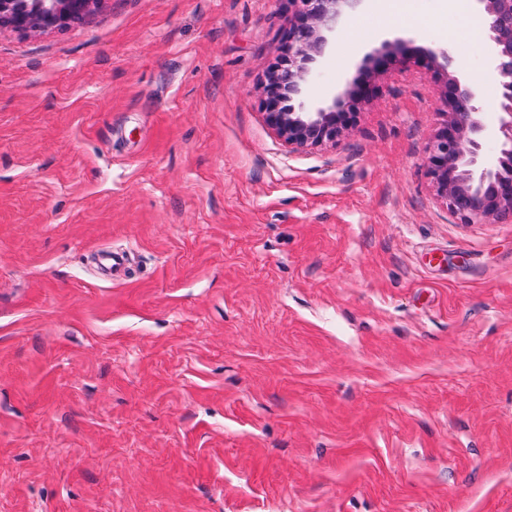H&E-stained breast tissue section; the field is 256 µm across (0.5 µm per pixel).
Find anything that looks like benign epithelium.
Wrapping results in <instances>:
<instances>
[{
    "mask_svg": "<svg viewBox=\"0 0 512 512\" xmlns=\"http://www.w3.org/2000/svg\"><path fill=\"white\" fill-rule=\"evenodd\" d=\"M105 0H41L17 7L0 0V25L21 31L62 29L97 10ZM291 14L288 46L265 71L260 102L267 126L289 145L304 149L334 142L353 120L351 109L370 86L347 82L330 104H317L305 90L319 77V60L336 33L365 0H285ZM485 21L487 67L498 94L489 116L475 102L469 81L455 65L448 43L436 49L415 38L388 36L364 57L372 76L414 64L443 78L446 119L426 147L428 172L448 210L465 224H495L512 214V0H475Z\"/></svg>",
    "mask_w": 512,
    "mask_h": 512,
    "instance_id": "7a95c632",
    "label": "benign epithelium"
}]
</instances>
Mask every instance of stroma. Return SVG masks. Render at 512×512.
<instances>
[{"label": "stroma", "instance_id": "stroma-1", "mask_svg": "<svg viewBox=\"0 0 512 512\" xmlns=\"http://www.w3.org/2000/svg\"><path fill=\"white\" fill-rule=\"evenodd\" d=\"M474 11L362 7L310 99L394 32L483 75ZM288 29L278 0L0 27V512H512V217L438 195L415 66L288 146Z\"/></svg>", "mask_w": 512, "mask_h": 512}]
</instances>
